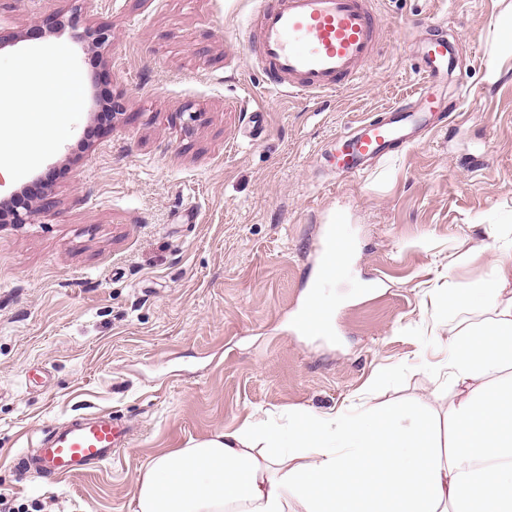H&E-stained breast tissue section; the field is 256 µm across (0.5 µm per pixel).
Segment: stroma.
I'll return each instance as SVG.
<instances>
[{
    "mask_svg": "<svg viewBox=\"0 0 512 512\" xmlns=\"http://www.w3.org/2000/svg\"><path fill=\"white\" fill-rule=\"evenodd\" d=\"M258 0H0V66L54 15L104 24L102 48L68 39L83 98L71 135L0 184L48 172L54 207L0 225V490L42 512H135L147 461L218 428L305 409L404 406L439 446L451 434L438 299L497 277L512 237V60L485 79L494 22L512 0H378L384 49L338 92L269 87L241 37ZM453 40L462 96L413 147L337 173L345 135L410 98L432 22ZM122 104L100 122L102 91ZM342 221L347 272L323 286L333 331L297 319ZM134 429L102 470L17 482L13 460L72 416Z\"/></svg>",
    "mask_w": 512,
    "mask_h": 512,
    "instance_id": "obj_1",
    "label": "stroma"
}]
</instances>
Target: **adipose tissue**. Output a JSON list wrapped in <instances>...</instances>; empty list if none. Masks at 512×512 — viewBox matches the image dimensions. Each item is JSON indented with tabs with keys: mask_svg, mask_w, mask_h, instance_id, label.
Returning <instances> with one entry per match:
<instances>
[{
	"mask_svg": "<svg viewBox=\"0 0 512 512\" xmlns=\"http://www.w3.org/2000/svg\"><path fill=\"white\" fill-rule=\"evenodd\" d=\"M83 95L61 51L23 56L0 78V175L66 139ZM30 136L16 138V126ZM504 279L449 289L442 309L491 319L449 330L448 379L460 387L448 448L402 406L356 415L296 411L215 430L152 457L135 481L136 512H512V294Z\"/></svg>",
	"mask_w": 512,
	"mask_h": 512,
	"instance_id": "ef3b65f1",
	"label": "adipose tissue"
}]
</instances>
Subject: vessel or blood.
<instances>
[{
  "mask_svg": "<svg viewBox=\"0 0 512 512\" xmlns=\"http://www.w3.org/2000/svg\"><path fill=\"white\" fill-rule=\"evenodd\" d=\"M383 25L377 0H260L243 31L250 57L261 61L269 85L288 95L326 94L361 78L380 53ZM418 65L416 100L437 105L436 82L448 73L451 46L433 36L424 43ZM415 113L392 106L388 120H366L351 133L342 157L344 175L354 176L387 156L393 145L409 146ZM131 434L123 418L93 413L49 430L38 448L18 455V479H65L111 463Z\"/></svg>",
  "mask_w": 512,
  "mask_h": 512,
  "instance_id": "1",
  "label": "vessel or blood"
}]
</instances>
